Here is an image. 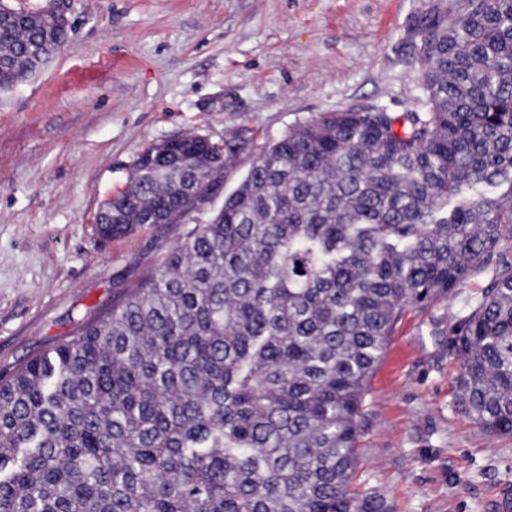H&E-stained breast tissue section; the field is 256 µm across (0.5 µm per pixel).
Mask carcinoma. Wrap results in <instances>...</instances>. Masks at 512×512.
<instances>
[{"label": "carcinoma", "mask_w": 512, "mask_h": 512, "mask_svg": "<svg viewBox=\"0 0 512 512\" xmlns=\"http://www.w3.org/2000/svg\"><path fill=\"white\" fill-rule=\"evenodd\" d=\"M69 44L0 15V89ZM412 51L423 111L292 128L106 316L0 380V512H390L353 487L369 378L407 307L484 272L432 335L466 413L512 436V0H434ZM246 145L147 151L96 221L132 233Z\"/></svg>", "instance_id": "cac0c4a2"}]
</instances>
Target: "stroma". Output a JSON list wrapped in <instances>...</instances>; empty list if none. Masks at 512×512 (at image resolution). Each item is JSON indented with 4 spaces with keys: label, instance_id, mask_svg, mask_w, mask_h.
Listing matches in <instances>:
<instances>
[{
    "label": "stroma",
    "instance_id": "35a3bbf8",
    "mask_svg": "<svg viewBox=\"0 0 512 512\" xmlns=\"http://www.w3.org/2000/svg\"><path fill=\"white\" fill-rule=\"evenodd\" d=\"M69 50L0 92V378L158 268L186 224L100 243L96 216L139 155L184 133L244 131L196 222L268 143L323 112L422 108L407 39L432 0H68ZM487 283L408 307L371 377L358 471L391 512H486L512 485V437L456 404L458 366L430 335Z\"/></svg>",
    "mask_w": 512,
    "mask_h": 512
}]
</instances>
